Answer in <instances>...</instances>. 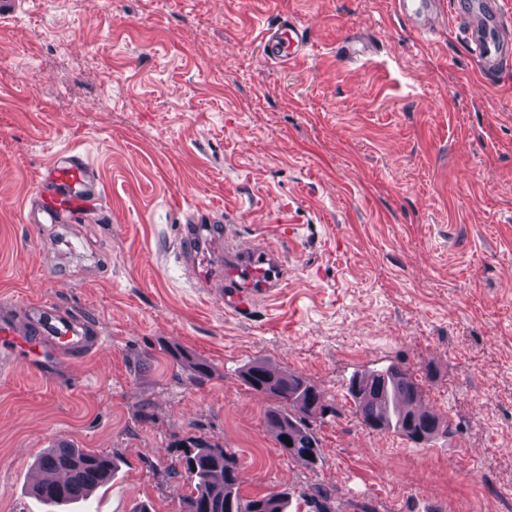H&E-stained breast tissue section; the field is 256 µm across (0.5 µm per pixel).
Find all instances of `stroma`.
Here are the masks:
<instances>
[{
	"label": "stroma",
	"mask_w": 512,
	"mask_h": 512,
	"mask_svg": "<svg viewBox=\"0 0 512 512\" xmlns=\"http://www.w3.org/2000/svg\"><path fill=\"white\" fill-rule=\"evenodd\" d=\"M286 19L308 49L283 67L261 36ZM426 26L393 0H22L0 20V315L51 302L102 340L40 371L0 355V512H43L28 487L60 441L118 466L63 512H182L195 437L235 452L242 495L291 492L288 512L314 484L339 512H512V57L482 70L448 12ZM65 150L99 205L27 223ZM199 207L287 269L248 312L190 261ZM257 361L332 407L315 471L241 382ZM391 366L453 434L363 425L349 381Z\"/></svg>",
	"instance_id": "obj_1"
}]
</instances>
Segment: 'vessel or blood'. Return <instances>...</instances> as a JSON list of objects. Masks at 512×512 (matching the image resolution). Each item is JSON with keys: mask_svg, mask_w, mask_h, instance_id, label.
<instances>
[{"mask_svg": "<svg viewBox=\"0 0 512 512\" xmlns=\"http://www.w3.org/2000/svg\"><path fill=\"white\" fill-rule=\"evenodd\" d=\"M494 22L472 37V51L483 69L494 68L512 47L505 44L502 29L512 21V9L505 0H495ZM268 59L288 63L303 58L306 44L302 26L285 21L267 28L262 37ZM56 185L55 197L41 201L43 223H56L63 211L75 213L90 209L100 199L90 183V173L82 156H61L49 173ZM277 258L261 248L236 251L228 257L225 269L224 304L231 311H244L256 296L268 293L280 280ZM28 332H21L13 320L0 317V344L19 348L26 362L38 367L70 354L83 355L98 345L95 329L87 322L56 309L49 303L28 308Z\"/></svg>", "mask_w": 512, "mask_h": 512, "instance_id": "obj_1", "label": "vessel or blood"}]
</instances>
